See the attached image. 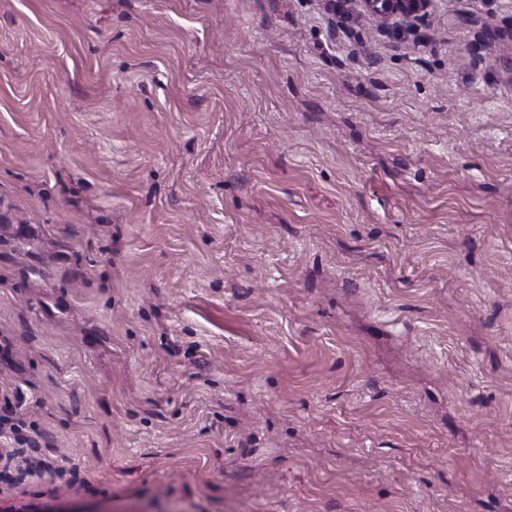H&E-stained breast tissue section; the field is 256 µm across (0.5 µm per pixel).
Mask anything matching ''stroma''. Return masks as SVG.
Wrapping results in <instances>:
<instances>
[{"mask_svg": "<svg viewBox=\"0 0 512 512\" xmlns=\"http://www.w3.org/2000/svg\"><path fill=\"white\" fill-rule=\"evenodd\" d=\"M511 25L0 0V498L512 512Z\"/></svg>", "mask_w": 512, "mask_h": 512, "instance_id": "stroma-1", "label": "stroma"}]
</instances>
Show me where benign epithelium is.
Returning a JSON list of instances; mask_svg holds the SVG:
<instances>
[{"label": "benign epithelium", "instance_id": "obj_1", "mask_svg": "<svg viewBox=\"0 0 512 512\" xmlns=\"http://www.w3.org/2000/svg\"><path fill=\"white\" fill-rule=\"evenodd\" d=\"M341 9L354 19L370 20L382 31L400 40L418 32L430 15L434 0H340Z\"/></svg>", "mask_w": 512, "mask_h": 512}]
</instances>
